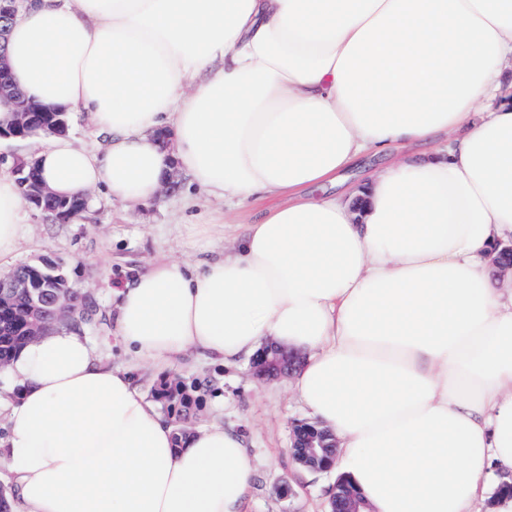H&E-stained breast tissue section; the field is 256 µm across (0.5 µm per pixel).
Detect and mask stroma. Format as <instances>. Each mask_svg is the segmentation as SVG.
I'll return each mask as SVG.
<instances>
[{"instance_id": "obj_1", "label": "stroma", "mask_w": 512, "mask_h": 512, "mask_svg": "<svg viewBox=\"0 0 512 512\" xmlns=\"http://www.w3.org/2000/svg\"><path fill=\"white\" fill-rule=\"evenodd\" d=\"M253 214L251 208H230L206 200L190 185L183 172L165 186L162 199L127 207L97 196L85 219L52 224L36 210H28L22 239L15 254L0 260V273L23 263L47 259L63 265L72 285L97 303L94 322L84 332L112 365L123 366L128 357L112 339V290L153 260L168 256L187 258L184 241L194 224L211 225L203 245L217 252L225 236ZM250 361L232 366L211 364L190 354L172 374L184 382L209 380L195 427L222 424L244 433L254 467V484L247 512H326V494L334 475L301 470L289 448L295 421L304 412L289 393L287 378L267 382L255 378ZM289 485L292 494L281 498L278 488Z\"/></svg>"}]
</instances>
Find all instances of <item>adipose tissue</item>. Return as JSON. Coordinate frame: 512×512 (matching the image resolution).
Segmentation results:
<instances>
[{
    "instance_id": "obj_1",
    "label": "adipose tissue",
    "mask_w": 512,
    "mask_h": 512,
    "mask_svg": "<svg viewBox=\"0 0 512 512\" xmlns=\"http://www.w3.org/2000/svg\"><path fill=\"white\" fill-rule=\"evenodd\" d=\"M512 0H27L7 63L31 101L86 115L95 149L36 144L53 194L266 201L224 252L160 258L112 291L103 361L56 329L0 367L13 512H243V434L176 440L141 363L233 365L265 342L337 441L369 512H512ZM349 196L317 195L366 154ZM26 214L0 170V259Z\"/></svg>"
}]
</instances>
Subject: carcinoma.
Returning a JSON list of instances; mask_svg holds the SVG:
<instances>
[{
  "label": "carcinoma",
  "mask_w": 512,
  "mask_h": 512,
  "mask_svg": "<svg viewBox=\"0 0 512 512\" xmlns=\"http://www.w3.org/2000/svg\"><path fill=\"white\" fill-rule=\"evenodd\" d=\"M62 120H70L64 112L43 109L31 113V124L14 128L19 139H36L50 135ZM88 211V201L81 198L63 199L44 196L40 201V213L52 223H68L84 217ZM49 269L41 266L18 265L10 274L30 281L41 287L43 298L38 306L31 304L28 295L18 292L0 294V363L6 364L11 355L31 337L35 336L41 326L54 317L53 299L69 294L78 298L79 313L72 322L82 326L91 320L94 301L88 296H80L64 278L51 280L47 278ZM205 386L202 381H195L186 387L178 385L172 389L155 392V397L162 402L167 415L174 417L176 439L187 435L185 424L188 423L192 407L199 405L198 391Z\"/></svg>",
  "instance_id": "carcinoma-1"
}]
</instances>
